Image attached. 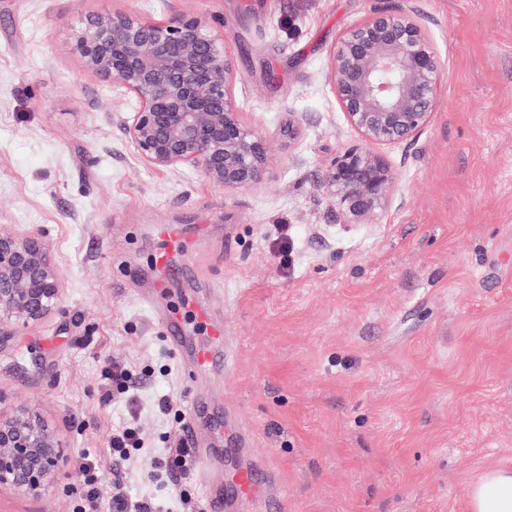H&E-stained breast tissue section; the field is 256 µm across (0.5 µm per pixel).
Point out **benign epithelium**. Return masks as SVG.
I'll list each match as a JSON object with an SVG mask.
<instances>
[{
  "mask_svg": "<svg viewBox=\"0 0 512 512\" xmlns=\"http://www.w3.org/2000/svg\"><path fill=\"white\" fill-rule=\"evenodd\" d=\"M75 46L87 69L116 79L136 99L121 127L145 164L199 169L227 192L267 181L268 143L242 118L235 61L206 20L96 14ZM325 79L359 143L328 162L319 189L344 223L374 224L393 200L397 174L373 147L412 140L427 128L438 103L440 58L414 12L374 9L339 37ZM62 291L45 240L1 228L0 343L58 309ZM64 459L57 434L38 416L26 409L0 414V491L36 493Z\"/></svg>",
  "mask_w": 512,
  "mask_h": 512,
  "instance_id": "obj_1",
  "label": "benign epithelium"
}]
</instances>
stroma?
I'll use <instances>...</instances> for the list:
<instances>
[{"label":"stroma","instance_id":"1","mask_svg":"<svg viewBox=\"0 0 512 512\" xmlns=\"http://www.w3.org/2000/svg\"><path fill=\"white\" fill-rule=\"evenodd\" d=\"M376 7L429 30L439 101L420 136L384 151L389 209L347 225L317 183L358 137L323 74ZM127 12L214 25L269 144L266 184L227 193L135 155L118 120L134 98L74 50L88 16ZM156 224L180 225L182 270L156 267ZM1 225L43 237L63 296L0 343V412L30 408L70 456L39 496L1 493L0 512H73L81 453L98 462L96 512L118 488L168 501L178 418L214 396L174 512H201L247 466L270 496L225 512H469L470 480L512 467V0H0ZM200 303L234 356L192 378L158 318L181 311L203 335ZM115 363L145 375L134 402L99 401ZM132 407L148 449L118 465L109 441Z\"/></svg>","mask_w":512,"mask_h":512}]
</instances>
